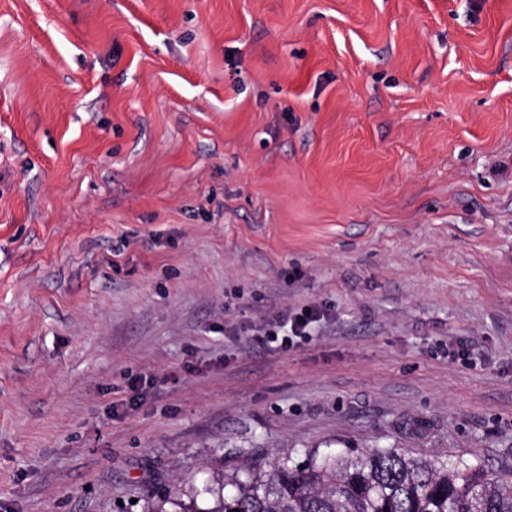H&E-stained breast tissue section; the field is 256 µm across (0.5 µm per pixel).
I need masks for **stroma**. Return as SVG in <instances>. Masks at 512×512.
I'll list each match as a JSON object with an SVG mask.
<instances>
[{"label": "stroma", "instance_id": "stroma-1", "mask_svg": "<svg viewBox=\"0 0 512 512\" xmlns=\"http://www.w3.org/2000/svg\"><path fill=\"white\" fill-rule=\"evenodd\" d=\"M377 446L512 472V0H0V512ZM324 318L325 313L315 305L304 306L292 313H282L256 330L255 342L262 345L277 343L276 347L288 350L310 340L311 331Z\"/></svg>", "mask_w": 512, "mask_h": 512}]
</instances>
